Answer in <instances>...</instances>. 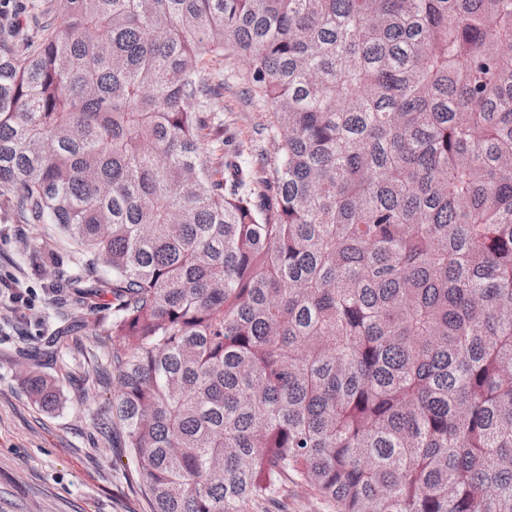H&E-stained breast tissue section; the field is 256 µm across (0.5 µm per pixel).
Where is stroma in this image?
<instances>
[{"mask_svg": "<svg viewBox=\"0 0 512 512\" xmlns=\"http://www.w3.org/2000/svg\"><path fill=\"white\" fill-rule=\"evenodd\" d=\"M246 68L237 61L224 76V136L253 149L265 114L240 97L237 75ZM36 238L61 252L67 248L55 225L18 223L0 196V279L24 296L17 302L0 293V512H150L129 482L121 436H104L96 427L116 386L94 389L90 382L110 347L105 336L76 327V310L57 304L51 277L31 245ZM43 336L59 339L42 363L63 382L61 401L51 410L35 403L22 384L24 355Z\"/></svg>", "mask_w": 512, "mask_h": 512, "instance_id": "35a3bbf8", "label": "stroma"}]
</instances>
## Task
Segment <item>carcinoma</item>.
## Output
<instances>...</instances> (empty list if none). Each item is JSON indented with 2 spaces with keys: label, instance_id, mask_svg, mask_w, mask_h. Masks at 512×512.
Returning a JSON list of instances; mask_svg holds the SVG:
<instances>
[{
  "label": "carcinoma",
  "instance_id": "obj_1",
  "mask_svg": "<svg viewBox=\"0 0 512 512\" xmlns=\"http://www.w3.org/2000/svg\"><path fill=\"white\" fill-rule=\"evenodd\" d=\"M0 186L75 249L33 241L79 323L112 309L101 426L151 512H512V0H38ZM246 68L247 63L238 59L232 74L227 73L226 69L224 72V138L233 143L244 142L248 146L244 156L248 159L250 152L254 154V149H258L256 128L263 123L267 112L259 111L240 98L236 76ZM321 501L304 489L288 484V512H327Z\"/></svg>",
  "mask_w": 512,
  "mask_h": 512
}]
</instances>
